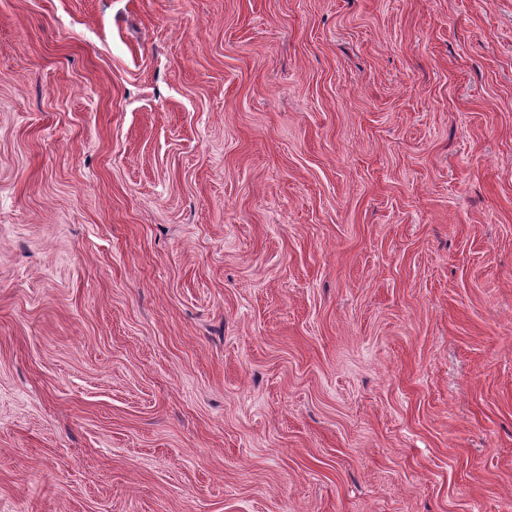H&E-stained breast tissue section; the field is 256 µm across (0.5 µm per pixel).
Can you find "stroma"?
Segmentation results:
<instances>
[{"instance_id":"stroma-1","label":"stroma","mask_w":512,"mask_h":512,"mask_svg":"<svg viewBox=\"0 0 512 512\" xmlns=\"http://www.w3.org/2000/svg\"><path fill=\"white\" fill-rule=\"evenodd\" d=\"M0 512H512V0H0Z\"/></svg>"}]
</instances>
